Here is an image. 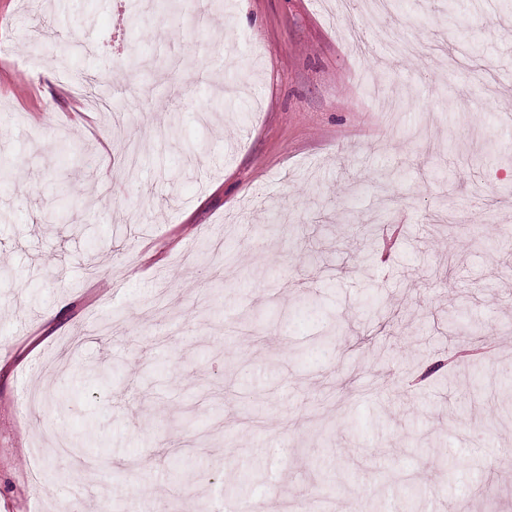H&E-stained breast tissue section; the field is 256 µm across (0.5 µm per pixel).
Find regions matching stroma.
<instances>
[{
    "label": "stroma",
    "instance_id": "35a3bbf8",
    "mask_svg": "<svg viewBox=\"0 0 512 512\" xmlns=\"http://www.w3.org/2000/svg\"><path fill=\"white\" fill-rule=\"evenodd\" d=\"M461 3L373 28L363 0H0V512H64L57 448L90 426L113 474L84 512L111 490L194 512L187 487L228 512L224 461L263 463L261 512L307 487L397 512L393 475L426 512H512V6ZM454 312L481 383L411 386L468 342Z\"/></svg>",
    "mask_w": 512,
    "mask_h": 512
}]
</instances>
